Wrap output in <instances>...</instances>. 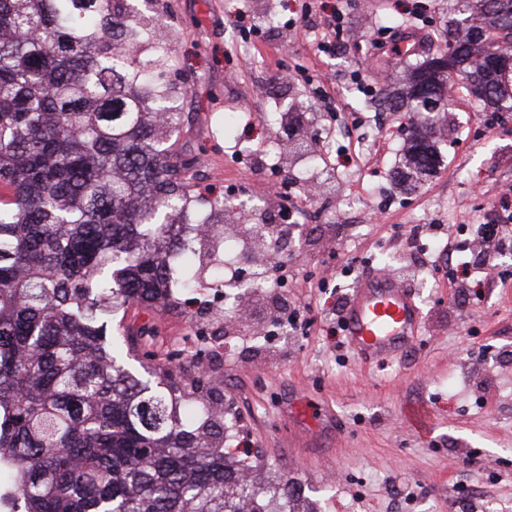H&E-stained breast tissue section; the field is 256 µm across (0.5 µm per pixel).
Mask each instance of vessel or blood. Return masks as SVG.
Here are the masks:
<instances>
[{
    "label": "vessel or blood",
    "mask_w": 512,
    "mask_h": 512,
    "mask_svg": "<svg viewBox=\"0 0 512 512\" xmlns=\"http://www.w3.org/2000/svg\"><path fill=\"white\" fill-rule=\"evenodd\" d=\"M351 351L368 363L393 359L421 333L422 314L393 277H366L353 287L343 314Z\"/></svg>",
    "instance_id": "vessel-or-blood-1"
}]
</instances>
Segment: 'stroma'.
<instances>
[{"mask_svg": "<svg viewBox=\"0 0 512 512\" xmlns=\"http://www.w3.org/2000/svg\"><path fill=\"white\" fill-rule=\"evenodd\" d=\"M342 3L344 29L331 54L318 51L315 22L324 6ZM167 20L160 34L179 58L187 93L180 135L184 158L201 161L194 193L261 191L301 197L316 176L317 206L292 234L287 299H308L315 323L289 343L239 345L216 358L203 347L185 363L224 391L232 437L251 444L252 464L286 473L320 512H512V252L501 257L507 279L475 291L449 282L447 267L416 265L406 247L414 227L433 259L461 229L512 216V113L494 119L473 98L449 101L444 128L433 133L440 164L415 191L398 184L408 119L385 97L403 65L393 40L441 31L448 0H129ZM299 116L297 134L318 155L356 148L357 135L378 133L383 145L347 167L298 159L276 113ZM341 114L352 136L327 134ZM280 143L276 168L259 167V152ZM356 259L361 276L393 267L421 308L424 334L394 361L367 365L330 334L331 310L350 293L338 267ZM125 324L149 325L162 340L184 335L179 310L130 307ZM123 323V324H124ZM433 412L427 434L408 427L405 406Z\"/></svg>", "mask_w": 512, "mask_h": 512, "instance_id": "obj_1", "label": "stroma"}]
</instances>
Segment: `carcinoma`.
I'll return each mask as SVG.
<instances>
[{
	"instance_id": "carcinoma-1",
	"label": "carcinoma",
	"mask_w": 512,
	"mask_h": 512,
	"mask_svg": "<svg viewBox=\"0 0 512 512\" xmlns=\"http://www.w3.org/2000/svg\"><path fill=\"white\" fill-rule=\"evenodd\" d=\"M127 0H0V468L6 512H315L288 484L250 485L224 451V391L176 379L181 354L132 372L107 326L136 305L178 308L194 254L224 238V199L190 190L172 150L184 92L156 49L158 14ZM446 71L414 57L388 93L418 129L402 180L437 162L433 116L451 72L512 112V0H454ZM483 33L480 38L474 32ZM196 224L198 242L186 227ZM152 328L125 329L129 348Z\"/></svg>"
}]
</instances>
